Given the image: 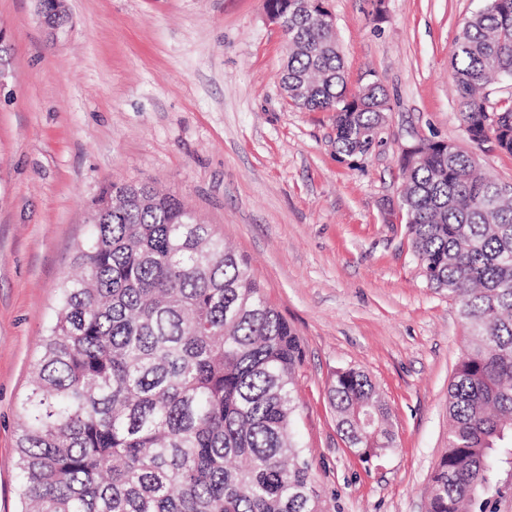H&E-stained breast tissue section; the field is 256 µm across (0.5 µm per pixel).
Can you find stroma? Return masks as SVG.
I'll return each instance as SVG.
<instances>
[{
  "label": "stroma",
  "instance_id": "obj_1",
  "mask_svg": "<svg viewBox=\"0 0 512 512\" xmlns=\"http://www.w3.org/2000/svg\"><path fill=\"white\" fill-rule=\"evenodd\" d=\"M484 4L329 0L349 87L378 78L391 107L382 145L349 157L332 113L289 105L287 40L264 0H63L55 30L37 0H0V512L20 509L16 409L39 339L113 181L217 225L297 331L294 434L327 512H426L466 328L388 211L422 138L512 183V156L468 140L453 92L454 38ZM340 367L365 371L393 411L397 445L370 466L326 397Z\"/></svg>",
  "mask_w": 512,
  "mask_h": 512
}]
</instances>
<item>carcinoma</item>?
<instances>
[{
    "mask_svg": "<svg viewBox=\"0 0 512 512\" xmlns=\"http://www.w3.org/2000/svg\"><path fill=\"white\" fill-rule=\"evenodd\" d=\"M288 14L280 81L289 103L333 112L336 152L366 155L390 111L381 83L350 90L340 47L310 10ZM468 138L512 156V0H486L453 44ZM399 210L422 276L459 305L468 347L448 388V450L427 512H484L512 465V194L444 140L403 154ZM80 273L63 280L17 407L21 512H323L293 433L299 337L247 262L174 195L111 182L88 208ZM328 400L345 445L369 466L396 447L370 377L336 370Z\"/></svg>",
    "mask_w": 512,
    "mask_h": 512,
    "instance_id": "obj_1",
    "label": "carcinoma"
}]
</instances>
